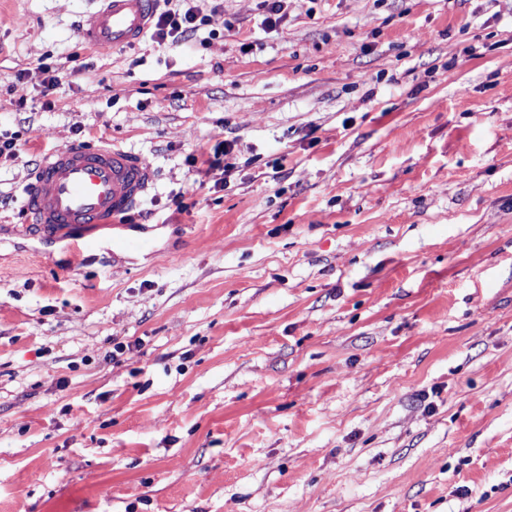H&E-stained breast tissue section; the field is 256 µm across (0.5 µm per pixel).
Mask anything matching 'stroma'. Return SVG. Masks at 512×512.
Masks as SVG:
<instances>
[{"mask_svg":"<svg viewBox=\"0 0 512 512\" xmlns=\"http://www.w3.org/2000/svg\"><path fill=\"white\" fill-rule=\"evenodd\" d=\"M197 4L0 0V512H512V0ZM102 140L155 181L72 269L27 177ZM99 10L82 26L81 36L100 53L135 45L151 25L155 0H98ZM184 3L182 10L165 9L156 14L152 26V37L157 43H163L168 39L171 42H180L191 39L200 29V26L206 25L207 18L199 17V11L196 6L190 2L194 0H180Z\"/></svg>","mask_w":512,"mask_h":512,"instance_id":"obj_1","label":"stroma"}]
</instances>
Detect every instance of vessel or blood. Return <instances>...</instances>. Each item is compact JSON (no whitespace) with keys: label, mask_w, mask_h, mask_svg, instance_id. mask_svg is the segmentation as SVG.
Returning <instances> with one entry per match:
<instances>
[{"label":"vessel or blood","mask_w":512,"mask_h":512,"mask_svg":"<svg viewBox=\"0 0 512 512\" xmlns=\"http://www.w3.org/2000/svg\"><path fill=\"white\" fill-rule=\"evenodd\" d=\"M81 36L101 53L131 46L151 25L154 0H101ZM154 180L151 166L115 143L97 148L71 145L50 153L32 176L26 209L48 239L67 242L71 267L92 257L94 246L81 228L119 222L136 208Z\"/></svg>","instance_id":"vessel-or-blood-1"}]
</instances>
